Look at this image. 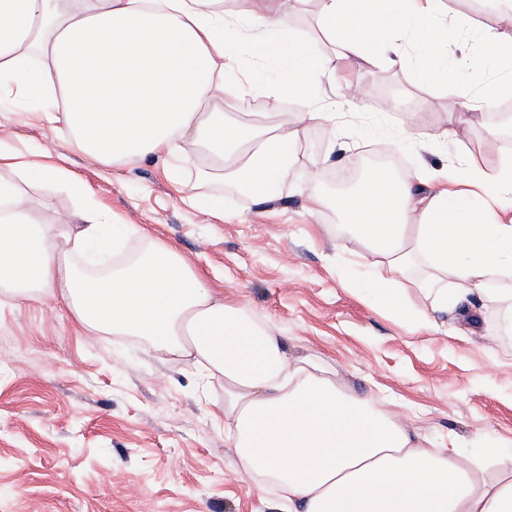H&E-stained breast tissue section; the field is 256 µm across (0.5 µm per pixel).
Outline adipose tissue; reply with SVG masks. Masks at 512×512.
Listing matches in <instances>:
<instances>
[{"instance_id":"1","label":"adipose tissue","mask_w":512,"mask_h":512,"mask_svg":"<svg viewBox=\"0 0 512 512\" xmlns=\"http://www.w3.org/2000/svg\"><path fill=\"white\" fill-rule=\"evenodd\" d=\"M253 16L217 0H0V96L25 85L38 52L42 115L68 128L73 145L99 166L133 158L182 156L196 180L221 170L265 202L308 159L297 143L308 126L333 119L312 97L334 75L306 49L280 0ZM318 28L335 54L403 63L422 41V78L448 65V45L471 34L491 66L482 90L455 89L460 110L448 126L420 123L435 141L460 140L500 94L512 92V27L464 31L437 0H318ZM278 62L277 80L259 82L258 47ZM294 96L297 123L255 128L212 111L218 93ZM0 166L65 186L84 200L75 214L46 224L0 178V291L20 301L64 303L75 325L135 336L150 348L194 360L204 377L224 379V429L242 469L263 477L288 512H512V450L493 462L456 448L429 449L424 434L395 420L371 396L339 384L314 358L293 360L279 332L209 287L175 249L144 225L116 223L90 188L57 165L32 166L0 147ZM310 211L333 207L364 249L358 288L396 307L407 285L448 304V283L501 301L499 335H512V162L486 166L474 154L440 171L396 178L375 168L362 193L324 196L317 177L302 188ZM135 258L103 272L78 260L124 235Z\"/></svg>"}]
</instances>
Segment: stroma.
<instances>
[{
	"instance_id": "1",
	"label": "stroma",
	"mask_w": 512,
	"mask_h": 512,
	"mask_svg": "<svg viewBox=\"0 0 512 512\" xmlns=\"http://www.w3.org/2000/svg\"><path fill=\"white\" fill-rule=\"evenodd\" d=\"M443 5L488 30L505 24L495 0ZM459 54L449 47L447 72L432 81L416 78L415 51L401 66L334 59L338 77L322 79L317 93L335 103L336 120L309 126L300 152L325 178L367 159L412 112L447 126L458 103L450 87L475 90L481 81V68L457 66ZM343 75L362 80L379 109L344 104ZM28 109L16 93L0 101V144L30 163L65 167L123 223L148 226L225 299L280 330L291 358L320 357L344 387L410 418L433 442L455 437L472 455L512 448V338L493 335V297L471 293L439 314L438 330L416 331L414 312L429 306L419 290H407L399 312L342 275L362 247L333 208L308 212L299 190L306 171L292 170L263 205L230 181L199 185L223 196L220 219L185 201L178 171L151 159L102 168ZM220 110L228 122L253 114L261 127L293 120L262 96L228 99ZM345 121L357 128L351 145L335 136ZM462 153L490 167L512 159V135L499 132L497 113L487 112L461 143L412 139L402 167L441 168ZM20 188L50 224L79 206L58 187L24 181ZM0 512H288V505L239 468L220 380H204L191 362L137 338L79 331L62 303L0 294Z\"/></svg>"
}]
</instances>
